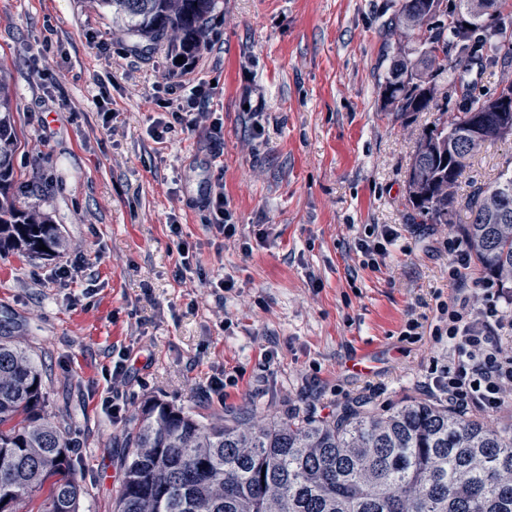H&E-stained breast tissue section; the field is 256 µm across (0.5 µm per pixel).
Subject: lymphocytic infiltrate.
Wrapping results in <instances>:
<instances>
[{
  "instance_id": "1",
  "label": "lymphocytic infiltrate",
  "mask_w": 512,
  "mask_h": 512,
  "mask_svg": "<svg viewBox=\"0 0 512 512\" xmlns=\"http://www.w3.org/2000/svg\"><path fill=\"white\" fill-rule=\"evenodd\" d=\"M448 276L454 295L439 303L448 337L446 365L427 385L456 410L496 413L512 396V348L503 338L512 332V315L500 301L503 289L486 286L480 306H469L467 292L471 254L458 241H450Z\"/></svg>"
}]
</instances>
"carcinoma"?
<instances>
[{"label": "carcinoma", "instance_id": "1", "mask_svg": "<svg viewBox=\"0 0 512 512\" xmlns=\"http://www.w3.org/2000/svg\"><path fill=\"white\" fill-rule=\"evenodd\" d=\"M141 50L199 51L216 0H98ZM506 0H398L394 24L410 31L382 85L402 117L448 95V69L478 59L512 64L501 41ZM11 76L0 68V250L52 255L57 225L10 195L18 135ZM512 80L493 96L461 97L451 121L421 133L406 201L424 224H452L475 260L512 288V172L473 189L456 224L455 188L489 141L512 135ZM45 245L47 250L39 249ZM34 351L0 339V512H79L83 487L60 427L43 415ZM114 512H512V430L435 403L384 413L350 406L329 417L252 418L207 425L161 399L141 405L126 435Z\"/></svg>", "mask_w": 512, "mask_h": 512}]
</instances>
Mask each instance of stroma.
<instances>
[{
    "instance_id": "obj_1",
    "label": "stroma",
    "mask_w": 512,
    "mask_h": 512,
    "mask_svg": "<svg viewBox=\"0 0 512 512\" xmlns=\"http://www.w3.org/2000/svg\"><path fill=\"white\" fill-rule=\"evenodd\" d=\"M396 5L216 0L187 71L167 50H135L96 0H0L20 141L12 191L67 243L50 257L0 252V336L43 363L44 414L70 441L81 512H113L124 434L150 398L216 425L427 400L448 351L436 298L451 292L455 233L414 218L406 171L425 127L454 115L461 92L493 95L512 67L472 65L438 109L397 117L380 92L405 43L389 25ZM188 79L208 120L156 138ZM510 159L512 136L482 147L459 199ZM219 181L229 240L207 227ZM382 224L399 238L365 265L359 243ZM180 239L193 248L184 273ZM224 278L234 291L218 289ZM410 319L419 337L404 336ZM125 348L115 420L103 402ZM226 374L238 378L227 398L206 396Z\"/></svg>"
}]
</instances>
